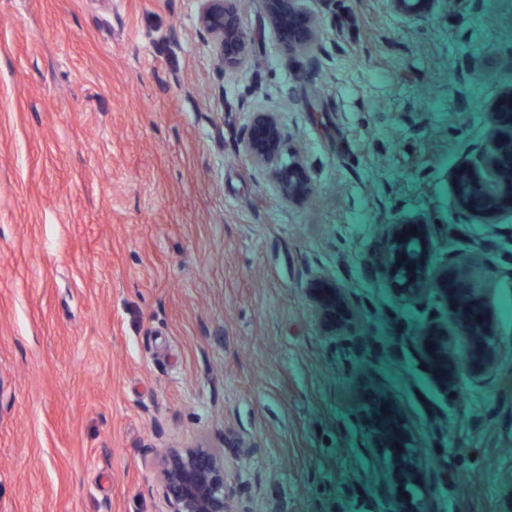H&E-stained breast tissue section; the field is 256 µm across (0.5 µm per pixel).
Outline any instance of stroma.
Listing matches in <instances>:
<instances>
[{"mask_svg": "<svg viewBox=\"0 0 512 512\" xmlns=\"http://www.w3.org/2000/svg\"><path fill=\"white\" fill-rule=\"evenodd\" d=\"M311 8L291 51L243 0L251 53L224 71L197 0H0V512H161L150 448L199 442L236 512H398L365 385L408 433L419 512H507L512 213L457 196L512 90V0ZM257 112L302 199L239 156ZM392 224L425 225L491 306L498 362L457 409L411 352L447 317L435 288L397 298Z\"/></svg>", "mask_w": 512, "mask_h": 512, "instance_id": "obj_1", "label": "stroma"}]
</instances>
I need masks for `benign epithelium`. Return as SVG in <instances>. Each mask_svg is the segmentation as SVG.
Returning a JSON list of instances; mask_svg holds the SVG:
<instances>
[{
    "label": "benign epithelium",
    "mask_w": 512,
    "mask_h": 512,
    "mask_svg": "<svg viewBox=\"0 0 512 512\" xmlns=\"http://www.w3.org/2000/svg\"><path fill=\"white\" fill-rule=\"evenodd\" d=\"M267 21L281 42L293 51H303L315 38L309 0H261ZM197 27L216 64L223 69L242 66L250 51L241 25L240 0H198ZM272 112H256L251 131L240 141L239 154L270 171L282 197L293 200L307 186L298 160L285 162L284 149L276 136ZM478 173L467 178V191L459 197L466 210L476 198L489 205L487 218L512 212V91L493 109V129L478 154ZM150 462L158 466L165 510L163 512H229L225 495L228 462L211 447L196 444L187 448L150 451Z\"/></svg>",
    "instance_id": "benign-epithelium-1"
}]
</instances>
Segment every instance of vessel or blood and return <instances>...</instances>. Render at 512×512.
Masks as SVG:
<instances>
[{"mask_svg": "<svg viewBox=\"0 0 512 512\" xmlns=\"http://www.w3.org/2000/svg\"><path fill=\"white\" fill-rule=\"evenodd\" d=\"M394 271L409 296L417 294L430 280L448 283L446 289L437 293L439 303L448 312V333L420 336L415 354L431 384L447 397L449 405H457L462 397V380L484 384L495 366L486 343L493 331L489 305L477 302L478 288L460 276L447 256L425 251L419 260L396 264ZM375 418L384 444L402 445L400 426L393 412H379Z\"/></svg>", "mask_w": 512, "mask_h": 512, "instance_id": "vessel-or-blood-1", "label": "vessel or blood"}]
</instances>
